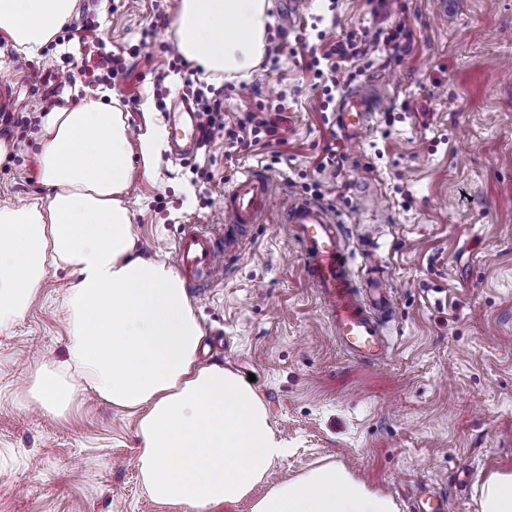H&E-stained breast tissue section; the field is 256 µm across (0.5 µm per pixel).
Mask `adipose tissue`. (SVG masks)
<instances>
[{
    "instance_id": "ef3b65f1",
    "label": "adipose tissue",
    "mask_w": 512,
    "mask_h": 512,
    "mask_svg": "<svg viewBox=\"0 0 512 512\" xmlns=\"http://www.w3.org/2000/svg\"><path fill=\"white\" fill-rule=\"evenodd\" d=\"M80 0H0V33L24 57L39 56ZM270 0H180L178 49L213 73L249 74L265 52ZM155 136L132 143L117 107L95 100L46 113L37 154L45 196L0 207V332L21 321L49 268L73 275L66 289L67 361L39 366L33 403L61 416L79 387L135 416L141 485L182 512L250 499V512H398L341 463L273 486L288 454L265 403L234 371L198 360L200 322L184 281L166 262L140 256L124 195L133 152L151 161ZM479 512H512V472L475 491Z\"/></svg>"
}]
</instances>
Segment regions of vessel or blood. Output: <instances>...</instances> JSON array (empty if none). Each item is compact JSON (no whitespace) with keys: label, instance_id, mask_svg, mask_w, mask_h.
<instances>
[{"label":"vessel or blood","instance_id":"vessel-or-blood-1","mask_svg":"<svg viewBox=\"0 0 512 512\" xmlns=\"http://www.w3.org/2000/svg\"><path fill=\"white\" fill-rule=\"evenodd\" d=\"M374 101L358 91L346 93L336 109L342 139L358 142L375 111ZM199 119L188 105H180L169 122V143L175 155L192 154L198 142ZM272 183L267 175L248 170L236 178L225 197L223 237L200 224L184 225L174 247L178 268L192 288H208L220 268L221 256L235 251L250 229L263 223L272 204ZM281 221L298 241L305 273L323 301L341 347L351 357L377 363L388 349L385 327L395 316V300L386 272L370 265L366 282H358L347 260L349 240L322 203L290 199L281 209Z\"/></svg>","mask_w":512,"mask_h":512}]
</instances>
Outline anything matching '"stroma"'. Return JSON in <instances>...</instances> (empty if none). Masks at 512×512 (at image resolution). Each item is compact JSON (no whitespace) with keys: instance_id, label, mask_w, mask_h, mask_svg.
<instances>
[{"instance_id":"obj_1","label":"stroma","mask_w":512,"mask_h":512,"mask_svg":"<svg viewBox=\"0 0 512 512\" xmlns=\"http://www.w3.org/2000/svg\"><path fill=\"white\" fill-rule=\"evenodd\" d=\"M271 2L267 47L277 60L245 78L201 73L191 62L169 69L178 48L165 0H99L73 17L121 57L111 91L134 134L167 127V108L194 72L221 95L226 125L286 106L269 142L232 144L218 134L187 158L160 142L126 195L138 250L170 263L182 225L223 236L225 195L251 168L272 180L274 198L328 204L352 233L356 276L366 241L389 269L396 315L382 365L340 348L278 207L240 241L211 288L187 293L204 333L202 363L254 375L290 448L256 492L336 461L390 495L399 512H413L423 489L444 498L448 512H476L475 485L512 470V0H306L291 22L282 0ZM399 21L412 35L407 55L372 45L371 67L353 82L376 92L379 110L350 149L334 110L319 109L296 39ZM83 56L78 40L58 36L22 64L7 45L0 103L19 117L46 98L77 105L90 91L63 84L62 74ZM39 134L29 130L0 159V206L45 195ZM196 166L212 181H195ZM70 279L48 272L23 321L0 333V512H176L141 486L134 418L89 390L62 417L32 406L35 368L67 356Z\"/></svg>"}]
</instances>
